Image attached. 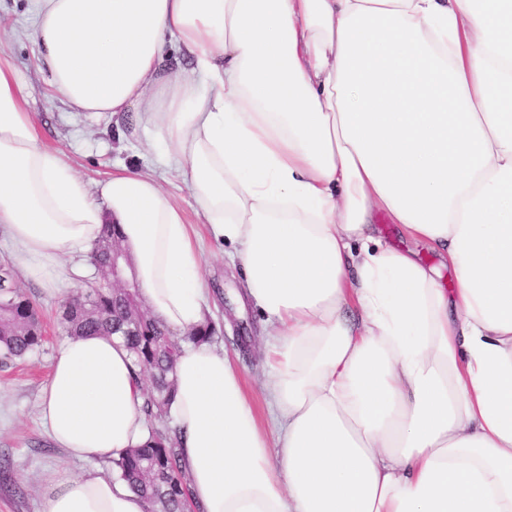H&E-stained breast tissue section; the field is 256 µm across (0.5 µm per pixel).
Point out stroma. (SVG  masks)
I'll use <instances>...</instances> for the list:
<instances>
[{
    "label": "stroma",
    "mask_w": 512,
    "mask_h": 512,
    "mask_svg": "<svg viewBox=\"0 0 512 512\" xmlns=\"http://www.w3.org/2000/svg\"><path fill=\"white\" fill-rule=\"evenodd\" d=\"M38 7L39 0H0V49L21 78L28 109L44 142L66 154L88 187H96L114 171L136 169L154 176L187 218L195 219L191 190L176 179L171 168L159 164L158 151L148 147L143 130L118 116L94 118L76 111L50 89L45 71L37 66L36 50L29 37ZM375 226L385 244L413 250L423 263L438 268L444 288L455 287L453 270L443 265L428 245L403 236L385 214H376ZM200 252L209 288L208 317L215 327L213 345L233 357L255 404H262L265 325L253 307L237 299L243 291L240 262L231 246L205 233L200 236ZM94 276V270H87L81 282L64 284L57 291L46 290L18 273L12 278L13 287L35 302L44 342L24 364L0 367V452L7 453L10 459L8 482L20 488L15 494L0 486V512H41V485L45 478L61 469L77 474L85 469L83 463L72 460L51 440L41 421L40 405L51 359L63 337L59 324L61 304L67 296L88 287Z\"/></svg>",
    "instance_id": "35a3bbf8"
}]
</instances>
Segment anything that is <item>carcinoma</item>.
I'll return each mask as SVG.
<instances>
[{"instance_id":"1","label":"carcinoma","mask_w":512,"mask_h":512,"mask_svg":"<svg viewBox=\"0 0 512 512\" xmlns=\"http://www.w3.org/2000/svg\"><path fill=\"white\" fill-rule=\"evenodd\" d=\"M112 248V225H105L104 236L91 252L95 282L62 307L66 333L116 334L125 326L129 308L122 294L112 290L106 271ZM10 299L0 301V362L16 364L29 358L43 341L38 310L22 292L8 289ZM215 329L206 321L182 338L170 335L164 325L149 316L135 329H123L122 339L133 363L151 374L152 390L145 395L141 411L149 423V438L139 448H130L113 465L119 478L127 481L150 503V512H182L187 486L180 469L176 442L168 425V405L174 389L173 373L180 341L209 343Z\"/></svg>"}]
</instances>
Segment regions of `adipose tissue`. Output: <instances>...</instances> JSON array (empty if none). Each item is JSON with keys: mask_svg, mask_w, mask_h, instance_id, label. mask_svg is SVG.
I'll use <instances>...</instances> for the list:
<instances>
[{"mask_svg": "<svg viewBox=\"0 0 512 512\" xmlns=\"http://www.w3.org/2000/svg\"><path fill=\"white\" fill-rule=\"evenodd\" d=\"M33 37L72 107L151 132L271 328V439L231 358L181 346L169 415L197 512H512V0H40ZM174 45L191 69L162 70ZM109 222L152 316L203 323L180 206L127 169L89 190L1 56L15 267L75 279ZM142 402L121 339H64L41 416L90 468L57 471L41 512H148L102 468L147 441ZM374 222L377 233L385 244L405 251L407 249L413 250L423 263L436 267L439 270L444 288H447L448 291L455 288L456 280L453 270L447 265H443L441 259L428 245L414 242L403 236L398 225L392 224L390 219L383 213H376Z\"/></svg>", "mask_w": 512, "mask_h": 512, "instance_id": "ef3b65f1", "label": "adipose tissue"}]
</instances>
